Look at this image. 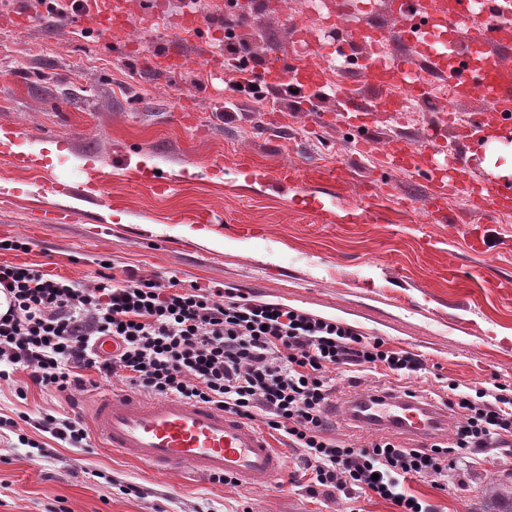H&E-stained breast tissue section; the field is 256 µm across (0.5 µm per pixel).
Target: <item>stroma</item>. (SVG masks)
Returning a JSON list of instances; mask_svg holds the SVG:
<instances>
[{"label": "stroma", "instance_id": "1", "mask_svg": "<svg viewBox=\"0 0 512 512\" xmlns=\"http://www.w3.org/2000/svg\"><path fill=\"white\" fill-rule=\"evenodd\" d=\"M225 0H93L87 10L59 16L36 0H0V131L15 142L58 149L54 164L0 148V239L26 242L27 251L0 250V263L40 265L47 273L94 279L100 261L115 273L135 272L159 282L174 279L260 301L285 304L340 320L391 347L425 357L430 371L394 380L366 374L360 390L380 385L415 391L442 402L451 384L512 391V221L483 214L459 193L446 217L427 222L434 187L426 156L394 172L382 153L392 143L436 134L444 152L469 155L470 173L483 142L456 144L442 98L420 101L406 122L376 110L378 93L364 72L326 78L300 95L270 88L263 104L228 85L224 30L236 28L239 46L256 73L271 62H300L302 26L318 35L330 25L335 44L376 24L393 55L406 53L400 24L384 0H326L327 22L308 17L306 0H248L240 12ZM176 47L182 65L157 58ZM371 108L368 123L348 117L350 100ZM248 155L249 167L238 164ZM139 158L130 169L131 158ZM297 170H336L335 183L281 184V164ZM104 180L99 200L79 193L88 174ZM74 186L56 195L45 176ZM170 183L166 192L158 183ZM392 192L375 199L378 219L360 216L369 185ZM410 208L397 205V198ZM72 210L69 224H44L45 208ZM205 211L215 240L189 238L179 213ZM126 223H119L117 213ZM485 237L470 251L468 229ZM26 388L19 399L17 388ZM128 394L110 379L71 397L30 386L26 372L0 380V512H393L386 501L342 493L310 496L305 485L233 488L177 471L156 474L98 438L69 448L35 427L47 415L77 412L90 420L104 393ZM47 443L39 456L22 437ZM512 484V450H493L479 468L458 466L447 491L410 483L436 512H474L489 486ZM138 487L135 495L123 494Z\"/></svg>", "mask_w": 512, "mask_h": 512}]
</instances>
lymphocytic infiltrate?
Masks as SVG:
<instances>
[{"mask_svg":"<svg viewBox=\"0 0 512 512\" xmlns=\"http://www.w3.org/2000/svg\"><path fill=\"white\" fill-rule=\"evenodd\" d=\"M0 287L12 296L0 315V379L19 368L40 390L69 393L86 390L93 371L148 396L213 404L300 450L301 476L314 496L334 489L350 499H383L394 512H435L406 491L407 482L444 491L459 463L475 465L490 449L512 447V395L471 394L455 384L447 401L460 418L452 444L338 439L327 415L336 371L389 377L427 369L421 355L338 320L132 272L103 273L87 284L1 263ZM102 336L115 342L112 356L93 351Z\"/></svg>","mask_w":512,"mask_h":512,"instance_id":"obj_1","label":"lymphocytic infiltrate"}]
</instances>
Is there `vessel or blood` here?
Wrapping results in <instances>:
<instances>
[{
  "label": "vessel or blood",
  "mask_w": 512,
  "mask_h": 512,
  "mask_svg": "<svg viewBox=\"0 0 512 512\" xmlns=\"http://www.w3.org/2000/svg\"><path fill=\"white\" fill-rule=\"evenodd\" d=\"M473 0H452L448 18V37L437 47H429L426 25L429 13L424 5L405 9V0H386V12L405 16L402 35L412 54L410 60H391L381 56L379 45L384 32L372 29L357 33L365 43L363 57L370 80L379 87L404 77L418 95L426 88L413 76L415 60H424L436 73L447 76L452 85L451 103L480 94L503 117L512 118V0H482L473 9ZM271 75L280 83L297 86L317 84L321 72L288 62L277 63ZM434 136L419 145L397 142L384 154L386 166L394 171L409 169L417 151L436 153ZM467 158L453 154L450 172L441 174L425 208L428 221L443 216L444 195L464 190L478 210L512 208V196L491 183L465 179ZM343 414L368 429H388L425 443L447 432L448 412L422 399L395 393L360 392L343 405ZM92 423L108 447L124 452L149 468H179L198 476L226 473L242 485L275 483L285 476L283 455L255 425L225 414L213 406L170 396L138 399L108 394L93 408Z\"/></svg>",
  "instance_id": "vessel-or-blood-1"
}]
</instances>
